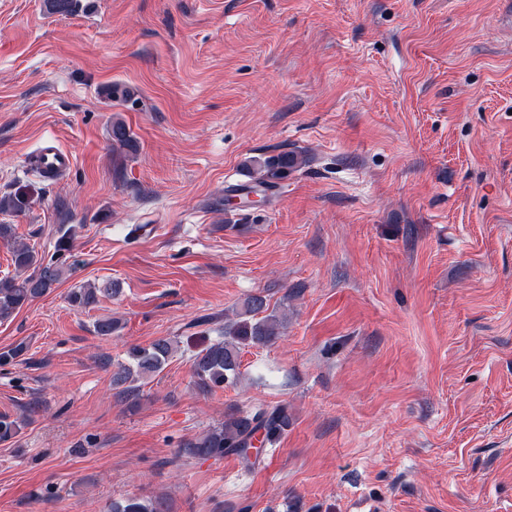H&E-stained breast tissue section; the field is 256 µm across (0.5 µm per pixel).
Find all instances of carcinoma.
I'll return each instance as SVG.
<instances>
[{"instance_id":"obj_1","label":"carcinoma","mask_w":512,"mask_h":512,"mask_svg":"<svg viewBox=\"0 0 512 512\" xmlns=\"http://www.w3.org/2000/svg\"><path fill=\"white\" fill-rule=\"evenodd\" d=\"M112 144L129 151L137 148L130 128L117 118L109 129ZM310 162V158L295 151L255 157L245 167L259 174L256 186L273 187L293 171ZM0 241L10 244L17 275L0 279V321H5L25 304L49 293L58 285L69 269L67 253L69 242L62 237L55 254L45 258L28 244L15 245L13 227L0 224ZM113 288L84 284L68 295L69 303L78 308L95 307L101 296ZM286 328L284 317L269 306L265 296L254 294L244 301L243 311L224 320V339L218 340L196 353L193 374L197 386L210 391L229 380L238 378L241 347L246 344L265 345L280 336ZM175 351L174 342L166 337L154 340L147 347H134L128 352L129 363L121 364L112 375V383L121 386L140 378L160 373ZM288 428V406L284 404L258 407L251 412L225 416L224 424L214 427L188 444L186 452L201 459L219 458L234 454L250 462L249 452L255 444H271ZM111 512H165L160 501L136 497L112 503Z\"/></svg>"}]
</instances>
